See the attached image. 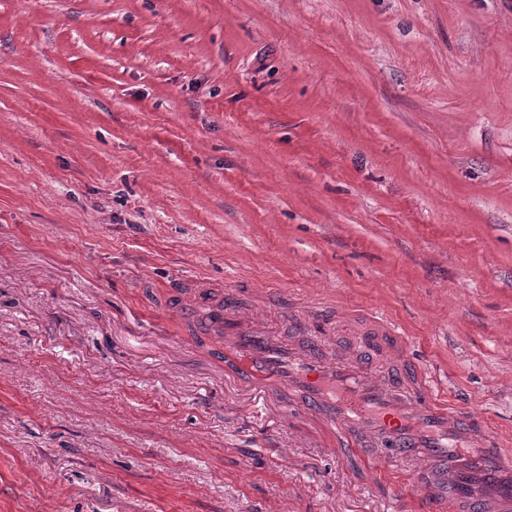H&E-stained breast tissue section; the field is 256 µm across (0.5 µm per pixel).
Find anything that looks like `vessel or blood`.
Instances as JSON below:
<instances>
[{
    "label": "vessel or blood",
    "instance_id": "b4317fda",
    "mask_svg": "<svg viewBox=\"0 0 512 512\" xmlns=\"http://www.w3.org/2000/svg\"><path fill=\"white\" fill-rule=\"evenodd\" d=\"M209 288L185 282L170 290L187 326H202L222 344L224 356L246 383L279 387L330 429L340 448L379 445L373 474L395 460L424 462L412 478L419 488V512H512V457L498 448L487 423L447 402L427 372L407 363V344L389 324L374 321L389 354L404 358L400 373L380 376L361 357L329 361L322 335L303 345L285 342L268 322L251 316L227 285L223 306L213 305Z\"/></svg>",
    "mask_w": 512,
    "mask_h": 512
}]
</instances>
